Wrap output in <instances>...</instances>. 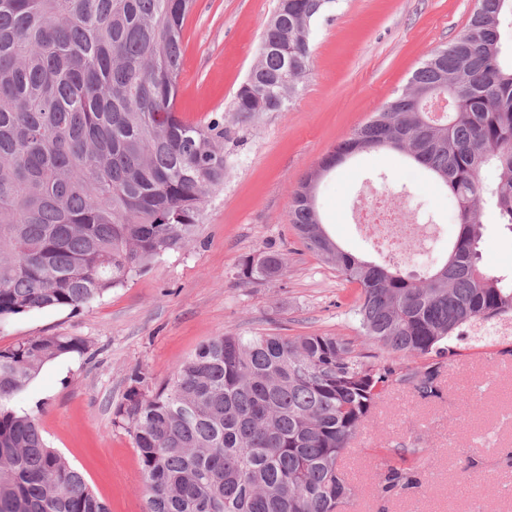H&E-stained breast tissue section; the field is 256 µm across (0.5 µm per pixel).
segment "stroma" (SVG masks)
I'll return each mask as SVG.
<instances>
[{
    "instance_id": "stroma-1",
    "label": "stroma",
    "mask_w": 512,
    "mask_h": 512,
    "mask_svg": "<svg viewBox=\"0 0 512 512\" xmlns=\"http://www.w3.org/2000/svg\"><path fill=\"white\" fill-rule=\"evenodd\" d=\"M475 0H337L321 20L310 68L280 112L228 120L224 187L191 243L168 251L78 311L44 309L0 321V349L42 334L78 336L88 348L49 364L17 409L35 414L47 443L81 471L109 512H145L143 476L127 427L115 416L140 370L149 388L217 333L358 338L335 268L309 252L288 219L303 177L367 122L436 49L461 34ZM277 0H196L186 20L176 109L196 122L223 114L254 65ZM374 191L403 198L415 222L409 248L443 258L458 232L447 190L400 154L374 151L334 169L318 187L332 238L364 259L386 243L352 219ZM274 250L279 277L246 283L241 261ZM437 385L421 398L389 389L350 443L342 468L358 489L339 512H512V344L454 342ZM418 449L419 487L386 495L379 475L398 449Z\"/></svg>"
}]
</instances>
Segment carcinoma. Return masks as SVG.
I'll return each mask as SVG.
<instances>
[{
	"mask_svg": "<svg viewBox=\"0 0 512 512\" xmlns=\"http://www.w3.org/2000/svg\"><path fill=\"white\" fill-rule=\"evenodd\" d=\"M338 0H278L258 59L229 111L279 112L308 72L320 20ZM194 0H0V320L82 309L191 242L224 186V116L188 122L175 107ZM512 0H475L466 30L322 158L293 193L303 246L354 287L361 341L222 333L155 389L135 369L116 417L143 475L146 512H337L354 486L340 460L395 384L438 395L445 343L491 345L512 319V274L479 266L483 212L512 240ZM447 92L441 120L427 109ZM394 150L441 182L459 229L446 260L415 279L330 236L316 185L348 159ZM491 165L497 180L484 186ZM282 254L246 257V282L280 275ZM85 340L33 336L0 350V512H108L81 472L13 405L43 367ZM428 362L397 371L384 356ZM418 484L401 456L379 475Z\"/></svg>",
	"mask_w": 512,
	"mask_h": 512,
	"instance_id": "1",
	"label": "carcinoma"
}]
</instances>
